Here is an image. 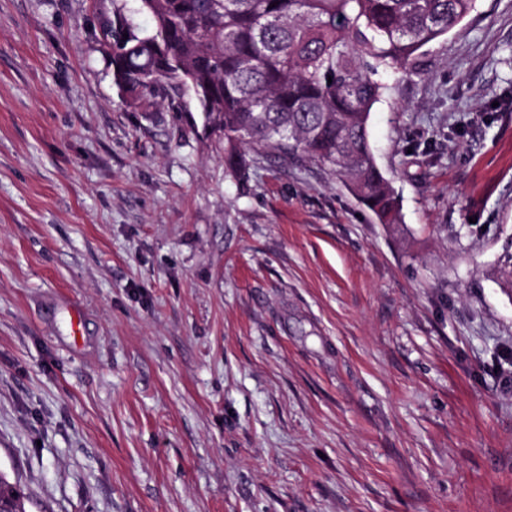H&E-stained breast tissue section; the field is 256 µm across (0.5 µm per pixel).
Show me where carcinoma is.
Wrapping results in <instances>:
<instances>
[{"instance_id": "cac0c4a2", "label": "carcinoma", "mask_w": 512, "mask_h": 512, "mask_svg": "<svg viewBox=\"0 0 512 512\" xmlns=\"http://www.w3.org/2000/svg\"><path fill=\"white\" fill-rule=\"evenodd\" d=\"M113 0L101 26L115 84L134 101L192 93L224 139L227 173L248 145L329 167L381 224L400 202L378 167L371 112L382 72H417L421 49L448 34L477 0ZM145 14L147 33L136 23ZM20 489L0 475V499L22 512Z\"/></svg>"}]
</instances>
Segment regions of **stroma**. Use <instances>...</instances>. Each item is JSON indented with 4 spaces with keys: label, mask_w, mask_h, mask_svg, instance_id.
I'll return each mask as SVG.
<instances>
[{
    "label": "stroma",
    "mask_w": 512,
    "mask_h": 512,
    "mask_svg": "<svg viewBox=\"0 0 512 512\" xmlns=\"http://www.w3.org/2000/svg\"><path fill=\"white\" fill-rule=\"evenodd\" d=\"M112 0H0V474L27 512H512V0L383 75L402 221L134 103ZM82 333L72 336L71 311Z\"/></svg>",
    "instance_id": "35a3bbf8"
}]
</instances>
